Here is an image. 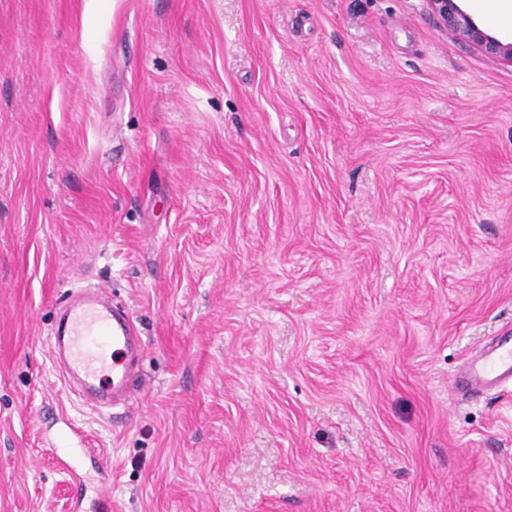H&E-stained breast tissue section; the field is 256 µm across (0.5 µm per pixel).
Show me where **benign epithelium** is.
Listing matches in <instances>:
<instances>
[{"mask_svg": "<svg viewBox=\"0 0 512 512\" xmlns=\"http://www.w3.org/2000/svg\"><path fill=\"white\" fill-rule=\"evenodd\" d=\"M461 0H427L428 10L438 26L451 37L484 55L512 63V40L505 41L482 28L463 9Z\"/></svg>", "mask_w": 512, "mask_h": 512, "instance_id": "1", "label": "benign epithelium"}]
</instances>
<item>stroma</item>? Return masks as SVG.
Masks as SVG:
<instances>
[{
    "instance_id": "obj_1",
    "label": "stroma",
    "mask_w": 512,
    "mask_h": 512,
    "mask_svg": "<svg viewBox=\"0 0 512 512\" xmlns=\"http://www.w3.org/2000/svg\"><path fill=\"white\" fill-rule=\"evenodd\" d=\"M98 287L103 411L49 347ZM511 327L512 64L426 0H0V512H512L455 385ZM106 290L96 288L94 296L66 309L64 336H55L51 346L54 364L61 372L60 380L78 401L96 406L112 393L122 392L131 400L134 380L129 355L140 332L126 313L112 309L106 302ZM77 385H72V381Z\"/></svg>"
}]
</instances>
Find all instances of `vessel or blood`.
<instances>
[{"label":"vessel or blood","mask_w":512,"mask_h":512,"mask_svg":"<svg viewBox=\"0 0 512 512\" xmlns=\"http://www.w3.org/2000/svg\"><path fill=\"white\" fill-rule=\"evenodd\" d=\"M96 289L84 301L68 302L66 325L51 347L63 384L82 404L95 406L108 394H130L134 374L129 358L140 332L133 319L116 311ZM512 383V334L503 333L486 351L471 358L461 380L469 395Z\"/></svg>","instance_id":"vessel-or-blood-1"}]
</instances>
